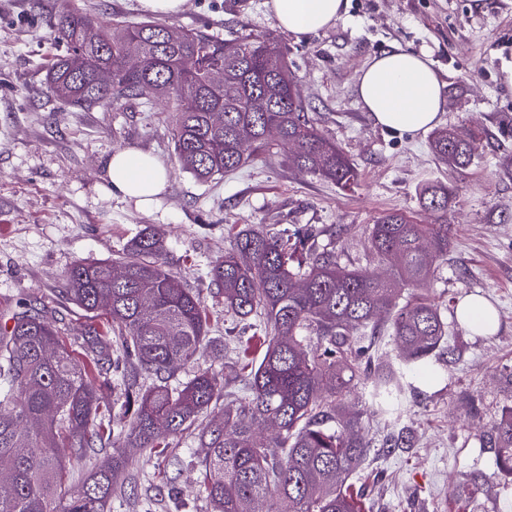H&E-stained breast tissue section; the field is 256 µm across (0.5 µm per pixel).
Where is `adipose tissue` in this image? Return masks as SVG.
<instances>
[{
    "instance_id": "1",
    "label": "adipose tissue",
    "mask_w": 512,
    "mask_h": 512,
    "mask_svg": "<svg viewBox=\"0 0 512 512\" xmlns=\"http://www.w3.org/2000/svg\"><path fill=\"white\" fill-rule=\"evenodd\" d=\"M278 26L295 38L329 28L348 0H266ZM356 93L374 124L394 136L415 135L435 126L443 110V84L425 55L395 47L375 55L361 70ZM110 193L150 209L167 185L169 171L158 158L126 148L106 164Z\"/></svg>"
}]
</instances>
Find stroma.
<instances>
[{
	"instance_id": "35a3bbf8",
	"label": "stroma",
	"mask_w": 512,
	"mask_h": 512,
	"mask_svg": "<svg viewBox=\"0 0 512 512\" xmlns=\"http://www.w3.org/2000/svg\"><path fill=\"white\" fill-rule=\"evenodd\" d=\"M66 5L105 21L145 19L136 0H0V304L29 300L62 318L68 336L81 335L90 318L63 295L66 271L81 260H112L156 224L166 231L169 268L199 293L209 315L197 367L220 371L235 323L207 265L245 226L279 236L296 225L315 227L341 264L377 275L386 266L370 251L367 233L379 214L399 210L421 224L447 225L448 253L423 290L440 305L448 339L442 354L413 373L416 390L399 417L412 446L371 453L361 475L388 473L371 489L373 512H512V480L499 474L484 441L512 407V85L503 80L512 65V0H350L336 24L301 40L278 27L265 0H186L167 17L169 25L226 39L276 42L308 112L356 165L351 191L293 167L282 149L200 182L175 165L168 101L80 110L50 96L46 65L64 51L51 22ZM394 46L433 62L444 84L440 126L474 137L466 169L435 159L430 132L392 136L359 106L362 68ZM129 147L157 155L169 169L152 210L105 190L107 159ZM428 183L451 190L447 212L422 207L419 191ZM469 295L496 307V331L479 334L457 320L455 308ZM339 411L360 414L364 436L380 445L389 426L365 386ZM197 451L189 436L174 443L170 459L138 451L136 512H210ZM165 475L177 479L178 498L162 489Z\"/></svg>"
}]
</instances>
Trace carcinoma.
Here are the masks:
<instances>
[{"label": "carcinoma", "instance_id": "cac0c4a2", "mask_svg": "<svg viewBox=\"0 0 512 512\" xmlns=\"http://www.w3.org/2000/svg\"><path fill=\"white\" fill-rule=\"evenodd\" d=\"M53 27L68 52L51 60L48 92L73 107L110 108L148 97V85L165 87L176 162L195 179L208 182L289 144L288 163L343 190L357 184L354 163L294 98V78L276 45L197 28L168 44L163 22L104 25L77 10L59 13ZM131 39L144 44L135 65L126 57ZM214 65L224 67L217 90L206 83ZM100 69L112 72V84L98 83ZM184 97L197 99L196 111H181ZM217 108L222 126L211 121ZM431 149L457 168L474 156L472 137L455 130L435 131ZM449 195L448 187L429 185L420 201L446 212ZM315 237L308 226L286 240L249 226L211 263L224 313L254 331L224 348L243 352L256 339L265 346L261 360L238 374L247 400L220 416L224 378L193 370L207 345L204 304L168 268L162 228H145L110 262L78 261L66 272L67 298L105 319L71 346L62 320L17 300L0 324V512H108L137 478L126 449L163 454L185 434L202 449L197 466L211 512H365L364 490L353 486L371 443L359 433V417H336V402L361 382L376 412L397 418L414 391L409 373L445 341L434 301L403 294L426 282L448 253V225L419 224L399 211L378 216L368 242L391 266L384 276L340 265ZM383 331L398 344L403 366L380 361ZM180 370L191 377L173 387L168 379ZM103 387L122 398L119 412L100 406ZM262 425L274 429L271 439L258 435ZM487 440L499 473L512 478V409ZM105 444L112 457L67 482L68 465ZM410 445L404 426L391 427L383 443L389 454Z\"/></svg>", "mask_w": 512, "mask_h": 512}]
</instances>
